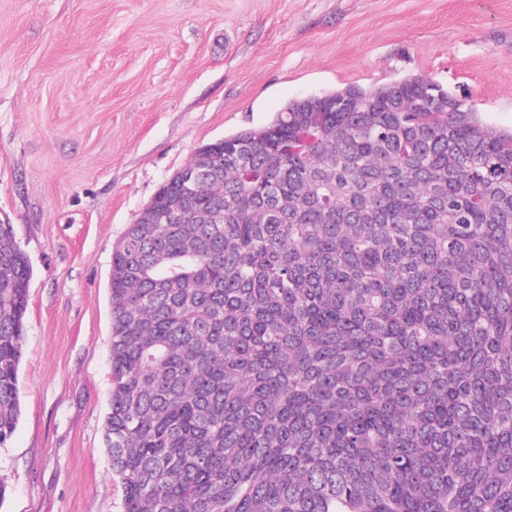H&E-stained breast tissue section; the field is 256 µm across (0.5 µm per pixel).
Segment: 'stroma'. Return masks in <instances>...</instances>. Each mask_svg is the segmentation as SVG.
Listing matches in <instances>:
<instances>
[{"instance_id":"35a3bbf8","label":"stroma","mask_w":512,"mask_h":512,"mask_svg":"<svg viewBox=\"0 0 512 512\" xmlns=\"http://www.w3.org/2000/svg\"><path fill=\"white\" fill-rule=\"evenodd\" d=\"M423 76L512 131V0H0V222L32 265L0 512H122L112 251L203 144Z\"/></svg>"}]
</instances>
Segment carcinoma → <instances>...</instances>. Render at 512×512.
I'll list each match as a JSON object with an SVG mask.
<instances>
[{"mask_svg":"<svg viewBox=\"0 0 512 512\" xmlns=\"http://www.w3.org/2000/svg\"><path fill=\"white\" fill-rule=\"evenodd\" d=\"M191 163L112 253L123 512H512V133L411 77ZM31 275L0 224V444Z\"/></svg>","mask_w":512,"mask_h":512,"instance_id":"carcinoma-1","label":"carcinoma"}]
</instances>
